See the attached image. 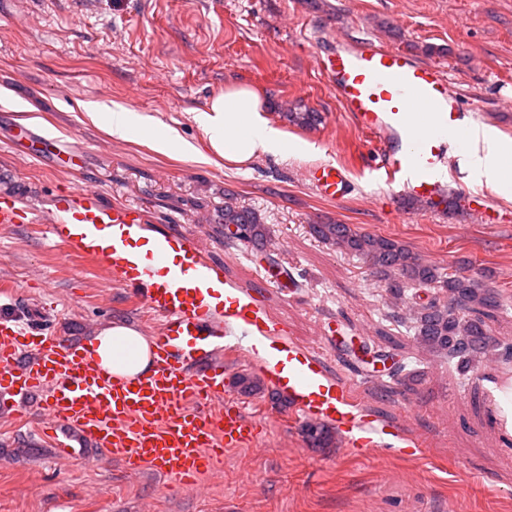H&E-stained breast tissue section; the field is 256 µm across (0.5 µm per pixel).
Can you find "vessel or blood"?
Masks as SVG:
<instances>
[{
	"mask_svg": "<svg viewBox=\"0 0 512 512\" xmlns=\"http://www.w3.org/2000/svg\"><path fill=\"white\" fill-rule=\"evenodd\" d=\"M323 63L342 111L378 140L375 167L388 183L412 200L446 201L447 188L431 171L446 156L441 131L460 128L465 114L445 73L359 37L336 38ZM306 179L324 199L351 192L344 166L331 161L310 166ZM34 215L26 191L0 183L1 225L29 224ZM48 228L67 252L110 270L161 320L150 338V372L117 380L62 333H35L0 318V406L17 415L38 396L42 434L57 460H83L75 448L81 441L127 470L147 468L198 487L223 466L225 451L260 446L266 436L261 420L225 396L228 356L257 368L287 396L291 418L330 428L341 447L363 456L383 448L408 454L402 424L368 418L352 385L331 374L323 355L271 319L261 295L231 287L190 234H144L139 206H111L80 187L54 196ZM238 333L250 338L249 352L232 344Z\"/></svg>",
	"mask_w": 512,
	"mask_h": 512,
	"instance_id": "1",
	"label": "vessel or blood"
}]
</instances>
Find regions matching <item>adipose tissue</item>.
Returning <instances> with one entry per match:
<instances>
[{
	"mask_svg": "<svg viewBox=\"0 0 512 512\" xmlns=\"http://www.w3.org/2000/svg\"><path fill=\"white\" fill-rule=\"evenodd\" d=\"M83 108L93 119L103 122L114 139L126 140L137 134L146 137L157 151L175 150L183 159L191 161L216 156L244 165L264 156L285 161L315 151L312 145L294 143L284 130L270 124L257 94L244 85L226 86L204 110L195 112L193 119L202 136L198 145L183 139L175 129L159 127L120 105L111 107L89 101ZM459 135L464 143L461 154L472 173L498 178L502 161L512 155V142L473 122L463 125ZM86 348L104 368L118 376L147 371L151 363L148 338L119 321L96 330Z\"/></svg>",
	"mask_w": 512,
	"mask_h": 512,
	"instance_id": "obj_1",
	"label": "adipose tissue"
}]
</instances>
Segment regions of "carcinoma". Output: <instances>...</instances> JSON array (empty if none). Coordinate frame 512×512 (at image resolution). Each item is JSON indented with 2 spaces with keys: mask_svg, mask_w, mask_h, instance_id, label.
Listing matches in <instances>:
<instances>
[{
  "mask_svg": "<svg viewBox=\"0 0 512 512\" xmlns=\"http://www.w3.org/2000/svg\"><path fill=\"white\" fill-rule=\"evenodd\" d=\"M287 118L300 127L321 121L319 113L310 111L289 112ZM310 231L318 240L363 259L395 296L408 288L433 290V298L416 304L412 315L414 339L425 350L458 360L465 372L496 349L498 342L491 337L486 318L501 307L500 294L467 273L464 264L445 272L404 243L351 224H312ZM267 241V227L257 212L224 202V245L263 248ZM234 385L243 395L261 390L257 378L244 373L236 376Z\"/></svg>",
  "mask_w": 512,
  "mask_h": 512,
  "instance_id": "cac0c4a2",
  "label": "carcinoma"
}]
</instances>
